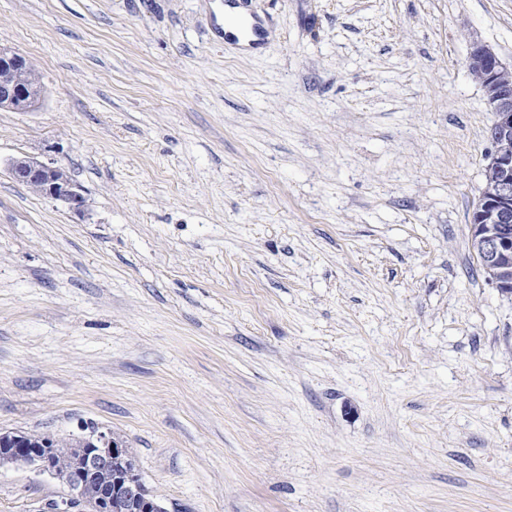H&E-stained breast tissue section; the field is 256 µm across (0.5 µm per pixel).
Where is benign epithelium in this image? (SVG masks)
<instances>
[{
  "label": "benign epithelium",
  "instance_id": "obj_1",
  "mask_svg": "<svg viewBox=\"0 0 512 512\" xmlns=\"http://www.w3.org/2000/svg\"><path fill=\"white\" fill-rule=\"evenodd\" d=\"M468 65L484 90L488 110L495 114L494 151L485 167L484 190L476 203V212L488 217L491 224L482 238L480 257L484 265L498 270L492 280L495 288L512 297L508 283L512 271V63L474 41ZM26 97L22 84L0 83V108L23 112ZM9 171L18 183H39L40 195L74 212L86 209L81 189L63 177L58 166L25 156L12 160ZM0 446V466L23 465L60 478L71 490L69 507L78 512H113L112 500L117 497L128 512H164L157 500L144 498L132 456L109 433L92 428L74 443L50 437L33 439L19 433Z\"/></svg>",
  "mask_w": 512,
  "mask_h": 512
}]
</instances>
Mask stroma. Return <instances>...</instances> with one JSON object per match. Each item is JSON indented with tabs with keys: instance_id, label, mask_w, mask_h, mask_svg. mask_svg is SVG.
Returning a JSON list of instances; mask_svg holds the SVG:
<instances>
[{
	"instance_id": "35a3bbf8",
	"label": "stroma",
	"mask_w": 512,
	"mask_h": 512,
	"mask_svg": "<svg viewBox=\"0 0 512 512\" xmlns=\"http://www.w3.org/2000/svg\"><path fill=\"white\" fill-rule=\"evenodd\" d=\"M0 0V433L130 448L166 512H512V299L471 246L512 0ZM64 168L76 213L14 181ZM59 480L0 468V512ZM224 38L237 44L245 43L254 48L263 42L264 31L259 24L249 20L247 25L224 30ZM25 56L9 49H0V65H10L15 68L21 67ZM20 78L24 80L28 88V97L25 88L18 82L0 83V108H10L18 112H25L26 97L31 106L37 107L43 96L44 87L35 64L26 59L20 69H11L7 66H0V81L15 80Z\"/></svg>"
}]
</instances>
